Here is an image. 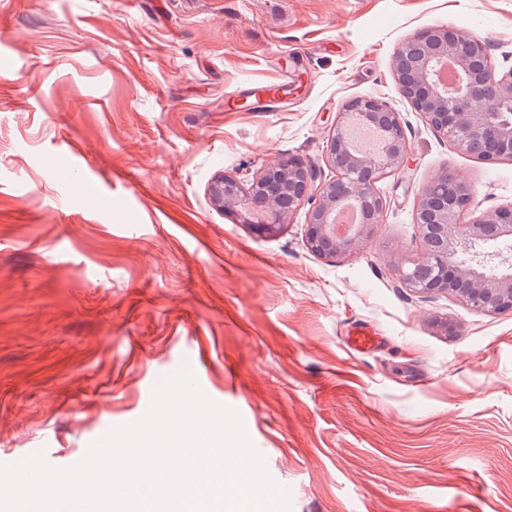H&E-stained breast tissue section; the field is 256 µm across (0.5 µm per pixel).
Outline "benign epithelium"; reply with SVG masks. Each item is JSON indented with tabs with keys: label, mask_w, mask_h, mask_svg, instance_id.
<instances>
[{
	"label": "benign epithelium",
	"mask_w": 512,
	"mask_h": 512,
	"mask_svg": "<svg viewBox=\"0 0 512 512\" xmlns=\"http://www.w3.org/2000/svg\"><path fill=\"white\" fill-rule=\"evenodd\" d=\"M393 69L401 94L458 151L473 154L480 143L487 142L493 149L485 159H512V122L501 115L504 109L512 112V69L496 68L486 42L448 26L429 27L397 47ZM474 101L491 109L475 112L470 109ZM356 120L378 122L386 129L389 143L380 157L373 160L347 150L346 131ZM409 151L399 113L374 97L356 98L337 113L329 142L328 162L338 170L336 179L323 181L316 167L284 161L266 169L247 188L233 176H216L210 199L224 212L244 205L251 190H266L274 219L254 225L259 233L278 231L299 205L308 202L307 239L313 250L328 257L351 256L371 237L386 207L377 183L405 169ZM344 195L360 201L371 219L353 236L336 239L327 217ZM472 207L473 193L460 181L452 199L422 191L415 223L422 230L430 228L438 238L440 274L418 284L399 265L397 275L418 294L452 293L472 309L488 314L512 310V261L501 259L499 251L479 252L489 245H512V205L462 220Z\"/></svg>",
	"instance_id": "1"
}]
</instances>
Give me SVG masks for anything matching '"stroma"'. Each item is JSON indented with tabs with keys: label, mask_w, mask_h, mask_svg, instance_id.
I'll list each match as a JSON object with an SVG mask.
<instances>
[{
	"label": "stroma",
	"mask_w": 512,
	"mask_h": 512,
	"mask_svg": "<svg viewBox=\"0 0 512 512\" xmlns=\"http://www.w3.org/2000/svg\"><path fill=\"white\" fill-rule=\"evenodd\" d=\"M433 25L512 68V0H0V465L72 467L189 372L290 512H512V310L394 272L435 177L512 204V160L458 152L397 89L396 48ZM276 82L284 107L225 111ZM357 97L411 148L358 254L314 253L303 206L271 236L213 208L220 174L335 177ZM356 325L374 349L349 348Z\"/></svg>",
	"instance_id": "35a3bbf8"
}]
</instances>
